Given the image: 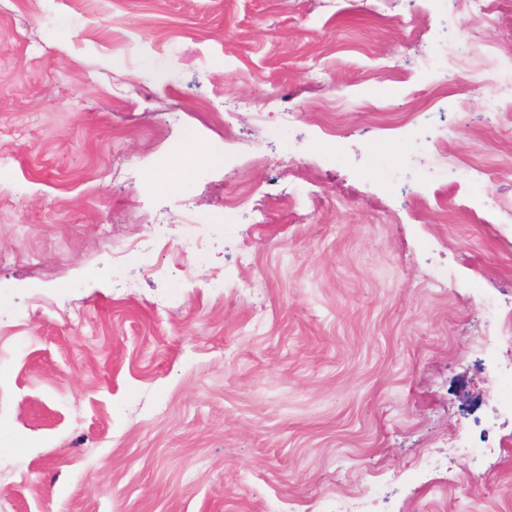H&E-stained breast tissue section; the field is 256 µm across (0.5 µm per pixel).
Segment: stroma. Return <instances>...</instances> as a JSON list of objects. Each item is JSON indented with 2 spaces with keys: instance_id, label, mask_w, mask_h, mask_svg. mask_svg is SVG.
I'll list each match as a JSON object with an SVG mask.
<instances>
[{
  "instance_id": "obj_1",
  "label": "stroma",
  "mask_w": 512,
  "mask_h": 512,
  "mask_svg": "<svg viewBox=\"0 0 512 512\" xmlns=\"http://www.w3.org/2000/svg\"><path fill=\"white\" fill-rule=\"evenodd\" d=\"M451 39L512 10L0 0V512H512V129ZM458 4V9L465 11L469 17L471 29L477 30L484 26L487 20V0H451ZM221 160L222 156L211 145L189 142L187 149L178 159L183 184H189L192 181L195 169L200 162L217 163Z\"/></svg>"
}]
</instances>
